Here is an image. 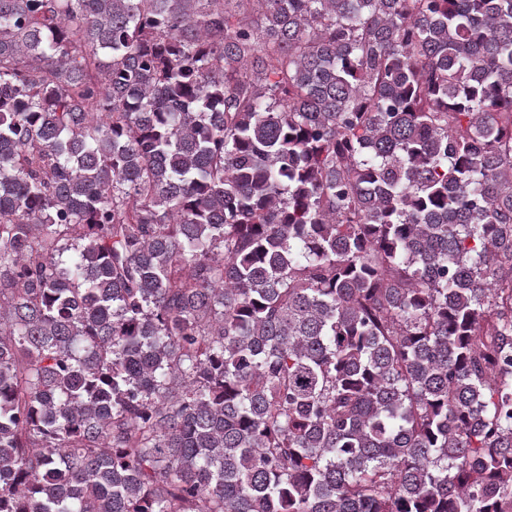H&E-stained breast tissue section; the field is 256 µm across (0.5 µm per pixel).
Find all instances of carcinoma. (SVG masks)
<instances>
[{
	"label": "carcinoma",
	"instance_id": "obj_1",
	"mask_svg": "<svg viewBox=\"0 0 512 512\" xmlns=\"http://www.w3.org/2000/svg\"><path fill=\"white\" fill-rule=\"evenodd\" d=\"M0 512H512V0H0Z\"/></svg>",
	"mask_w": 512,
	"mask_h": 512
}]
</instances>
